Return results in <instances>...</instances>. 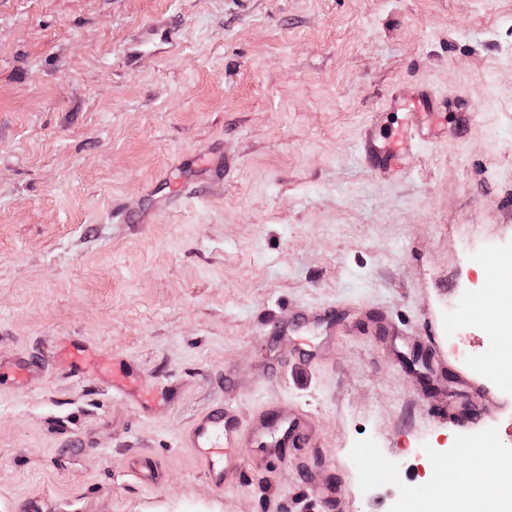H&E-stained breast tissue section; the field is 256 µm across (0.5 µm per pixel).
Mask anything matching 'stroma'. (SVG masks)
<instances>
[{
	"mask_svg": "<svg viewBox=\"0 0 512 512\" xmlns=\"http://www.w3.org/2000/svg\"><path fill=\"white\" fill-rule=\"evenodd\" d=\"M172 53L125 49L147 22ZM448 100L402 175L371 169L404 87ZM469 123L460 136V105ZM151 223L133 218L148 192ZM512 0H0V496L82 512H366L413 496L461 375L502 405L482 440L512 459ZM332 305L336 335L268 334ZM386 316L398 335L375 326ZM440 352L447 377L423 359ZM166 387L143 411L92 363ZM302 410L310 443L215 489L178 441L218 406ZM157 456L162 483L132 460ZM332 480L336 510L315 483ZM180 31L181 29L172 23L152 22L143 29L140 43L153 44L160 53H168L180 44ZM360 148L364 156L372 163L373 167L382 171H392L391 159L388 155L380 151L373 140L370 131H366L361 136ZM0 373L11 374L15 381L21 380L27 384L31 383L36 373L33 366L23 358H14L0 362Z\"/></svg>",
	"mask_w": 512,
	"mask_h": 512,
	"instance_id": "35a3bbf8",
	"label": "stroma"
}]
</instances>
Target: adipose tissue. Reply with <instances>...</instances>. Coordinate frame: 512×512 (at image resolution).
<instances>
[{"mask_svg": "<svg viewBox=\"0 0 512 512\" xmlns=\"http://www.w3.org/2000/svg\"><path fill=\"white\" fill-rule=\"evenodd\" d=\"M494 458L489 448L471 455L457 471L454 485L430 481L419 494L400 502L397 512H471L473 504L487 498L498 500V512H512V489L493 485L487 478Z\"/></svg>", "mask_w": 512, "mask_h": 512, "instance_id": "1", "label": "adipose tissue"}]
</instances>
